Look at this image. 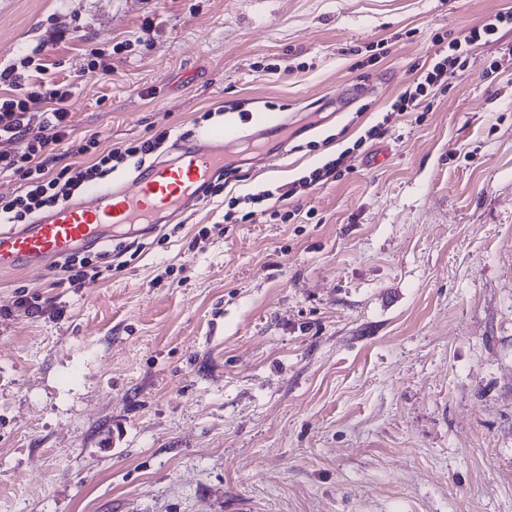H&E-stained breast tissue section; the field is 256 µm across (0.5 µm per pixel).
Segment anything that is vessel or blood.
Masks as SVG:
<instances>
[{
	"label": "vessel or blood",
	"mask_w": 512,
	"mask_h": 512,
	"mask_svg": "<svg viewBox=\"0 0 512 512\" xmlns=\"http://www.w3.org/2000/svg\"><path fill=\"white\" fill-rule=\"evenodd\" d=\"M258 132L242 136L221 130L204 138L176 141L175 162L159 161L141 168L131 183L96 182L80 199L50 209L31 223L0 229V272L47 269L57 258L104 243L113 229L137 237L162 216H176L203 201L214 177L223 172L242 140L264 152V141L287 136L288 118L281 112L262 114Z\"/></svg>",
	"instance_id": "b4317fda"
}]
</instances>
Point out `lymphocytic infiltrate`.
<instances>
[{
	"label": "lymphocytic infiltrate",
	"mask_w": 512,
	"mask_h": 512,
	"mask_svg": "<svg viewBox=\"0 0 512 512\" xmlns=\"http://www.w3.org/2000/svg\"><path fill=\"white\" fill-rule=\"evenodd\" d=\"M503 20L502 14L487 18L467 34L451 40V55L433 58L414 91L404 93L393 109L407 111L410 104L425 96L428 87L447 83L457 68L463 67L462 48L478 43H491ZM43 63L25 57L18 64L0 69V141L10 142L26 136L30 127H38L39 134L28 152L18 154L0 150V174L19 177L23 189L19 194L0 198V222L26 224L40 212L61 206L83 187L106 179L113 163L134 159L144 162L146 157L162 147L167 139L160 132L134 146H119L97 152L96 138H88L78 146V154L96 151L92 164H72L52 171L55 151L71 131V114L66 107L74 86L62 80L46 82L42 79Z\"/></svg>",
	"instance_id": "1"
}]
</instances>
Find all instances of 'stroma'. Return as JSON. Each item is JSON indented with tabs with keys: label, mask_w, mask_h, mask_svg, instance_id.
<instances>
[{
	"label": "stroma",
	"mask_w": 512,
	"mask_h": 512,
	"mask_svg": "<svg viewBox=\"0 0 512 512\" xmlns=\"http://www.w3.org/2000/svg\"><path fill=\"white\" fill-rule=\"evenodd\" d=\"M510 8L0 0V66L75 84L58 166L91 135L299 122L275 164L90 248L99 277L0 275V512H512V22L364 138ZM93 48L112 70L81 76ZM339 156L283 217L225 221ZM503 20L502 14H495L493 17L487 18L481 25L472 28L467 34L455 37L449 42V47L452 50L459 52L457 55H448L442 58H437L439 55L435 54L432 58L431 64L421 76L420 81L417 80L414 92L406 91L399 97V100L394 104L391 115L387 113L382 119V122L372 126L367 132V138L375 139L384 135L388 131V126L391 123V116L395 112H406L409 105L415 102L420 96L425 97L427 86L448 84L449 78L454 74L456 68H461L465 64V59H462L465 47L478 44L483 41V45L494 42V36L497 34L499 24ZM463 48V49H462ZM462 49V50H461Z\"/></svg>",
	"instance_id": "35a3bbf8"
}]
</instances>
